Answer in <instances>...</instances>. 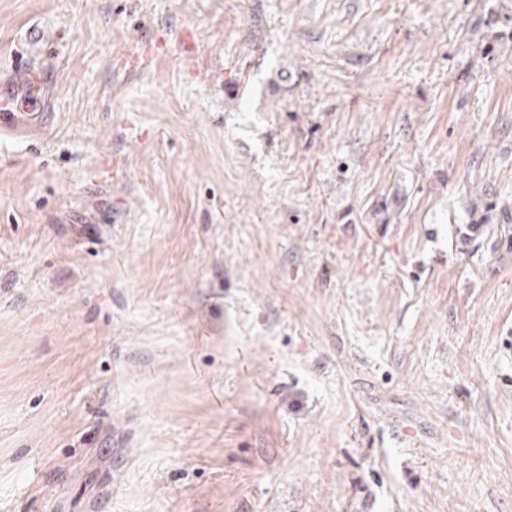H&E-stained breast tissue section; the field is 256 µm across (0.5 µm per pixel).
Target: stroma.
Segmentation results:
<instances>
[{"instance_id": "35a3bbf8", "label": "stroma", "mask_w": 512, "mask_h": 512, "mask_svg": "<svg viewBox=\"0 0 512 512\" xmlns=\"http://www.w3.org/2000/svg\"><path fill=\"white\" fill-rule=\"evenodd\" d=\"M20 60L0 512H512V0H0ZM46 110L39 76L29 67L16 66L0 87V139L26 132L33 122L46 125L53 113Z\"/></svg>"}]
</instances>
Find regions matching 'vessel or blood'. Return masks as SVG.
I'll list each match as a JSON object with an SVG mask.
<instances>
[{
    "label": "vessel or blood",
    "instance_id": "vessel-or-blood-1",
    "mask_svg": "<svg viewBox=\"0 0 512 512\" xmlns=\"http://www.w3.org/2000/svg\"><path fill=\"white\" fill-rule=\"evenodd\" d=\"M49 117L39 76L22 65L13 68L9 81L0 85V137L25 132Z\"/></svg>",
    "mask_w": 512,
    "mask_h": 512
}]
</instances>
